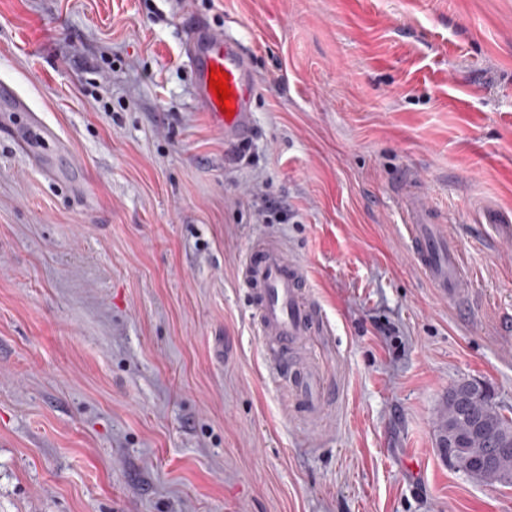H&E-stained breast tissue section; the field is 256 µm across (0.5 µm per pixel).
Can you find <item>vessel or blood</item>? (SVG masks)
<instances>
[{"label": "vessel or blood", "mask_w": 512, "mask_h": 512, "mask_svg": "<svg viewBox=\"0 0 512 512\" xmlns=\"http://www.w3.org/2000/svg\"><path fill=\"white\" fill-rule=\"evenodd\" d=\"M186 50L196 63L195 105L225 140L246 139L253 129V102L257 89L250 78V56L242 46L197 22L190 28ZM226 73L232 92L231 114H224L209 86L212 70ZM24 151L35 152L44 144L59 150L63 142L50 126L33 124L27 134L15 135ZM404 229L414 261L431 287L451 300L467 296L472 280L453 238L441 229V219L411 176H403L397 188ZM242 284L255 311L257 333L273 353L269 366L289 385L294 396L304 398L313 411H321L320 392L311 368L297 365L291 355L315 335L319 316L305 297L307 269L289 254L285 244L256 239L240 265Z\"/></svg>", "instance_id": "vessel-or-blood-1"}]
</instances>
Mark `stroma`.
Here are the masks:
<instances>
[{
  "mask_svg": "<svg viewBox=\"0 0 512 512\" xmlns=\"http://www.w3.org/2000/svg\"><path fill=\"white\" fill-rule=\"evenodd\" d=\"M198 17L250 54L246 152L195 108ZM0 79L71 150L52 181L0 136V512H512L436 446L457 383L512 417V0H0ZM404 172L473 303L416 267ZM263 236L321 314L314 421L240 285Z\"/></svg>",
  "mask_w": 512,
  "mask_h": 512,
  "instance_id": "obj_1",
  "label": "stroma"
}]
</instances>
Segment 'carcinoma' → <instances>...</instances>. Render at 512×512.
Listing matches in <instances>:
<instances>
[{
	"label": "carcinoma",
	"instance_id": "cac0c4a2",
	"mask_svg": "<svg viewBox=\"0 0 512 512\" xmlns=\"http://www.w3.org/2000/svg\"><path fill=\"white\" fill-rule=\"evenodd\" d=\"M437 428V447L453 445L458 468L477 481L512 484V417L492 403L486 386L461 382L450 388Z\"/></svg>",
	"mask_w": 512,
	"mask_h": 512
}]
</instances>
